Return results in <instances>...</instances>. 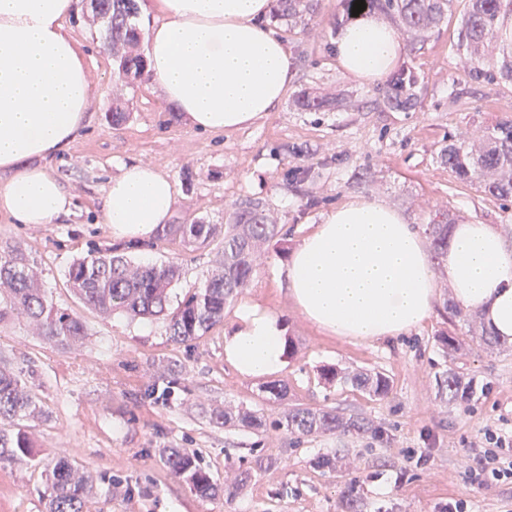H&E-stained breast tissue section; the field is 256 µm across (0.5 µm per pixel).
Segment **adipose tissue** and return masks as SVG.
I'll return each mask as SVG.
<instances>
[{
	"label": "adipose tissue",
	"mask_w": 512,
	"mask_h": 512,
	"mask_svg": "<svg viewBox=\"0 0 512 512\" xmlns=\"http://www.w3.org/2000/svg\"><path fill=\"white\" fill-rule=\"evenodd\" d=\"M75 0H0V213L18 224H53L72 197L43 165L66 152L84 126L95 92L82 45L65 27ZM164 20L147 40L149 75L189 126L221 133L252 125L283 97L292 60L263 20L270 0H156ZM403 49L395 27L371 18L336 42L341 66L374 82ZM174 186L156 167L122 166L105 186L103 222L116 240L150 239L167 223ZM281 273L301 316L325 333L372 341L408 335L431 315L436 279L456 303L478 311L512 343V239L494 224H453L441 275L421 235L395 208L353 198L305 236ZM280 318L244 305L224 358L263 378L284 364Z\"/></svg>",
	"instance_id": "obj_1"
}]
</instances>
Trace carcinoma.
Returning <instances> with one entry per match:
<instances>
[{
  "label": "carcinoma",
  "mask_w": 512,
  "mask_h": 512,
  "mask_svg": "<svg viewBox=\"0 0 512 512\" xmlns=\"http://www.w3.org/2000/svg\"><path fill=\"white\" fill-rule=\"evenodd\" d=\"M470 7L457 29L458 46L469 59V77L487 83H512V50L501 44L504 31L512 24V0H469ZM366 10L397 15L411 31L424 33L444 19L450 0H365ZM90 7L104 29V40L112 51L117 75L112 112L114 125L126 120L123 106L127 80L147 73V60L140 44L137 0H90ZM315 0H276L275 17L311 21ZM411 74L402 71L389 81L385 103L396 110L409 111L416 105L411 92ZM301 112H317L330 106L329 100L303 93L294 100ZM442 161L461 180H479L485 192L507 200L512 198V122L493 129L479 149L448 140L441 151ZM448 215L442 213L426 225L435 256H446ZM162 239L179 237L191 244L213 240L215 225L198 219L189 224H164L158 230ZM281 227L271 209L261 199L245 197L235 202L224 224V245L216 269L202 284L185 295L170 314L168 331L175 343L204 335L224 319V307L257 276L263 250L278 244ZM181 276L174 262L134 266L118 248L92 250L68 270L67 281L82 303L103 314L121 313L131 319L167 315L169 290ZM16 314L29 321L37 335L59 343H75L86 336L87 328L77 316L58 308L40 284L28 255L18 246L0 242V320ZM356 387L378 397L390 391L382 374L356 373ZM438 395L450 402L468 394L460 376L448 369L437 380ZM40 406L33 387L13 371L0 369V462H33L36 454L23 422L39 416ZM293 435H312L336 430L373 432L362 420L344 418L333 410L294 408L274 422ZM171 472L197 495L210 497L217 487L200 466L198 456L174 450L166 454ZM49 494L45 512H83L90 491L88 473L66 457L47 464Z\"/></svg>",
  "instance_id": "carcinoma-1"
}]
</instances>
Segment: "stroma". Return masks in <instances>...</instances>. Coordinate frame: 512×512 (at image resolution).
Listing matches in <instances>:
<instances>
[{
  "label": "stroma",
  "instance_id": "1",
  "mask_svg": "<svg viewBox=\"0 0 512 512\" xmlns=\"http://www.w3.org/2000/svg\"><path fill=\"white\" fill-rule=\"evenodd\" d=\"M467 7L468 0H453L423 42L404 39L394 68L411 71L419 96L408 112L385 107V81L366 84L341 69L335 46L350 21L340 0H319L306 28L266 18L292 55L286 94L253 125L210 134L190 128L148 77L128 92L127 121L112 126V56L89 0H77L67 28L87 52L95 102L70 149L46 163L72 195L73 212L54 224H15L0 214V241L29 255L56 305L79 316L87 334L61 346L7 316L0 321V364L35 385L43 416L27 432L36 453L67 457L93 477L84 512H443L460 499L468 512H512V482H469L470 446L481 431L512 435V344L475 339V313L456 311L443 285L431 317L410 335L373 342L328 336L294 309L278 276L301 238L350 197L384 201L418 230L440 212L456 224L499 225L512 237V200L458 180L440 160L447 136L477 143L512 121V83L467 76L456 43ZM304 90L330 99V109L296 110L293 99ZM132 161L173 181L171 223L223 224L231 205L249 196L265 201L282 226L278 251L225 306L223 322L183 344L171 341L165 320L101 316L66 283L76 259L112 246L102 222L103 188ZM126 254L137 264L178 263L181 278L170 291L176 303L214 268L221 244L153 237ZM246 302L280 316L293 344L269 380L240 376L224 360V336ZM448 333L462 341L457 353L441 343ZM449 368L472 384L473 396L439 400L436 378ZM358 371L388 377V395L348 383ZM270 381L286 395L266 392ZM226 407L255 412L263 424L211 419V411ZM296 407L332 409L369 421L374 431L297 438L274 428ZM168 448L199 455L216 495L199 497L175 478L164 461ZM409 450L416 454L411 462ZM321 456L335 458V469L317 467ZM45 488L42 467L0 464V512H44Z\"/></svg>",
  "mask_w": 512,
  "mask_h": 512
}]
</instances>
